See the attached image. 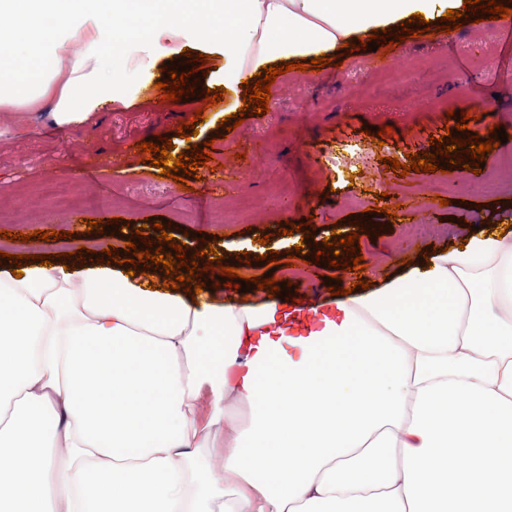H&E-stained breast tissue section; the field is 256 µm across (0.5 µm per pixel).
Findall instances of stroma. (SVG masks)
<instances>
[{
    "label": "stroma",
    "mask_w": 512,
    "mask_h": 512,
    "mask_svg": "<svg viewBox=\"0 0 512 512\" xmlns=\"http://www.w3.org/2000/svg\"><path fill=\"white\" fill-rule=\"evenodd\" d=\"M507 20H493L475 29L468 26L449 35L426 33L404 40L388 55L358 50L343 56L341 65L327 64L320 71L292 70L278 75L270 91L265 115L247 117L235 130L221 127L222 118L243 107L242 87L225 88L223 58L208 63V75L199 77L204 89H225L221 103L205 107L203 100L170 102L157 89L165 74L153 69L152 80L141 89L142 105L115 107L96 114L88 123L57 129L48 112L33 114L26 107L0 110V212L14 221L5 230L68 231V238L37 241L33 252L55 255L78 250L89 242L88 224L113 221L118 240L129 239L135 229L145 238L157 236L154 222L167 220L177 243L190 251L202 250V236L212 237L217 255L240 275L266 276L268 271L288 276L295 299L313 300L327 295V279L336 276L315 254L324 239L361 237L364 279L373 285L396 276L402 259H416L432 249L461 245L474 229L492 230L512 218V168L503 169L500 191L488 194L448 193L453 183H473V172L458 168L448 173L394 176L384 163L388 157L430 150L431 136H444L448 113L471 111L470 132L486 134L489 127L504 128L506 143L488 153L486 167H501L512 159V95L503 94L499 28ZM420 61L413 81H383L378 64L401 66ZM205 108L206 120L190 138L177 129ZM392 126L383 145H374L369 128ZM171 140L175 152L189 144L210 142L209 152L222 166L198 167L181 190L175 179L164 176L160 165L144 163L137 145ZM78 176L84 187L107 198L125 187L126 198L116 206L76 207L59 212L42 194L44 182ZM450 205H442L441 197ZM223 203L231 224L211 220L216 203ZM392 206L395 217L369 207ZM313 218V232L282 234L285 223L300 224ZM413 224H444V233L418 235ZM267 244H260L262 236ZM298 249L301 258L289 266L286 253ZM277 251L275 268L258 261L259 255ZM248 254L249 263L239 262Z\"/></svg>",
    "instance_id": "obj_1"
}]
</instances>
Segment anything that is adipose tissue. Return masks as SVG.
I'll use <instances>...</instances> for the list:
<instances>
[{
	"label": "adipose tissue",
	"mask_w": 512,
	"mask_h": 512,
	"mask_svg": "<svg viewBox=\"0 0 512 512\" xmlns=\"http://www.w3.org/2000/svg\"><path fill=\"white\" fill-rule=\"evenodd\" d=\"M463 4L0 0V106L49 102L55 125H80L138 103L183 41L222 54L225 84H240ZM110 239L74 269L0 272V512H512V247L500 236L340 296V321L309 337L288 335L289 301L256 302V285L219 305L106 265ZM233 394L247 420L227 415ZM219 423L230 491L201 459ZM60 443L71 466L56 478Z\"/></svg>",
	"instance_id": "obj_1"
}]
</instances>
